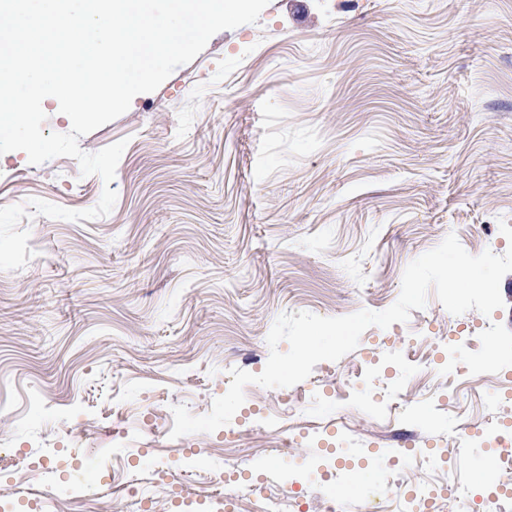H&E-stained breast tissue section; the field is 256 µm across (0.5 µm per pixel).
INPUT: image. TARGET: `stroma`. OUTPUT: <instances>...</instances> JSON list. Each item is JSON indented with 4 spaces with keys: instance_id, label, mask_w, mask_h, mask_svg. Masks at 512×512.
<instances>
[{
    "instance_id": "stroma-1",
    "label": "stroma",
    "mask_w": 512,
    "mask_h": 512,
    "mask_svg": "<svg viewBox=\"0 0 512 512\" xmlns=\"http://www.w3.org/2000/svg\"><path fill=\"white\" fill-rule=\"evenodd\" d=\"M122 139L108 185L73 158L0 155V207L85 210L117 193L92 221L22 218L33 256L0 271V491L21 475L74 483L117 454L149 512H179L166 467H223L224 432L170 442L161 405L202 414L231 369L261 373L282 314L386 309L406 266L448 234L473 255L511 245L499 223L512 226V0H269L79 146ZM500 292L488 316L428 295L407 322L315 365L307 388L339 404L294 439L289 464L323 461L303 499L319 501L335 472H369L375 448L420 449L439 475L496 494L512 364L443 371L432 335L471 331L476 352L512 340V273ZM404 338L429 360L402 387L422 422L382 428L346 401L342 374L372 363L367 386L383 390ZM267 404L258 387L235 414L247 429L236 474L268 452ZM487 423L504 441L456 447Z\"/></svg>"
}]
</instances>
